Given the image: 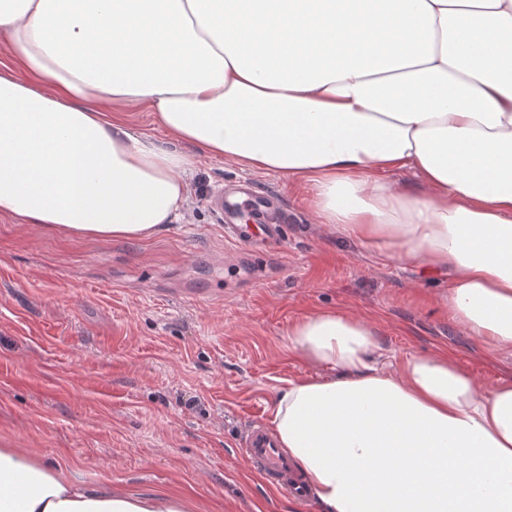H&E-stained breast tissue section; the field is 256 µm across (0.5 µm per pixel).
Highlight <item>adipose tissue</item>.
<instances>
[{"mask_svg":"<svg viewBox=\"0 0 512 512\" xmlns=\"http://www.w3.org/2000/svg\"><path fill=\"white\" fill-rule=\"evenodd\" d=\"M0 214L142 241L189 193L187 143L313 189L317 223L450 279L465 331L512 355V0H0ZM148 105L163 138L117 118ZM411 173L426 194L394 181ZM319 373L270 424L324 512H512V379L384 360L364 318L288 331ZM0 512H195L76 486L0 447Z\"/></svg>","mask_w":512,"mask_h":512,"instance_id":"ef3b65f1","label":"adipose tissue"}]
</instances>
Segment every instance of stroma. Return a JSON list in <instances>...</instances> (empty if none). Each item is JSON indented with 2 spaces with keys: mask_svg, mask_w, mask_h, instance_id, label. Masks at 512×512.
<instances>
[{
  "mask_svg": "<svg viewBox=\"0 0 512 512\" xmlns=\"http://www.w3.org/2000/svg\"><path fill=\"white\" fill-rule=\"evenodd\" d=\"M184 215L145 241L45 233L0 215V445L92 488L191 497L199 512H320L238 452L277 389L315 370L288 351L301 317H364L395 360L445 352L485 386L512 375L448 310L447 274L316 224L310 189L188 147ZM247 181L289 218L263 251L225 241L210 206Z\"/></svg>",
  "mask_w": 512,
  "mask_h": 512,
  "instance_id": "obj_1",
  "label": "stroma"
}]
</instances>
